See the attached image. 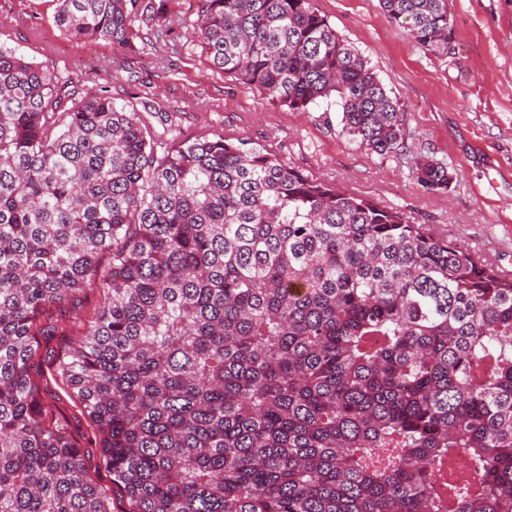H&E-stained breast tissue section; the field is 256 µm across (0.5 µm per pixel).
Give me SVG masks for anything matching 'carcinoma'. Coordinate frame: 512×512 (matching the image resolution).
<instances>
[{
	"label": "carcinoma",
	"mask_w": 512,
	"mask_h": 512,
	"mask_svg": "<svg viewBox=\"0 0 512 512\" xmlns=\"http://www.w3.org/2000/svg\"><path fill=\"white\" fill-rule=\"evenodd\" d=\"M76 41L166 0H54ZM435 55L448 0H379ZM224 75L401 149L399 100L314 0H204ZM140 112L0 46V512H110L28 375L38 321L99 280L59 365L131 512H512V275L223 137L157 154ZM417 181L445 192L439 164Z\"/></svg>",
	"instance_id": "1"
}]
</instances>
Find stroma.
Masks as SVG:
<instances>
[{"label":"stroma","instance_id":"obj_1","mask_svg":"<svg viewBox=\"0 0 512 512\" xmlns=\"http://www.w3.org/2000/svg\"><path fill=\"white\" fill-rule=\"evenodd\" d=\"M320 13L373 67L403 106L409 136L380 155L343 135L339 107L322 101L296 112L224 76L196 38L201 0H168L170 31L134 17L128 44L76 42L54 23L53 0H0L6 47L71 76L85 93L148 104L142 121L159 146L243 139L311 179L403 214L476 259L512 274V0H448L453 38L435 55L389 21L378 0H315ZM438 163L448 191L418 184L414 170ZM102 293L86 289L55 331L38 335L30 376L50 423L81 451L88 478L112 512H130L100 448L96 426L58 365L93 320Z\"/></svg>","mask_w":512,"mask_h":512}]
</instances>
